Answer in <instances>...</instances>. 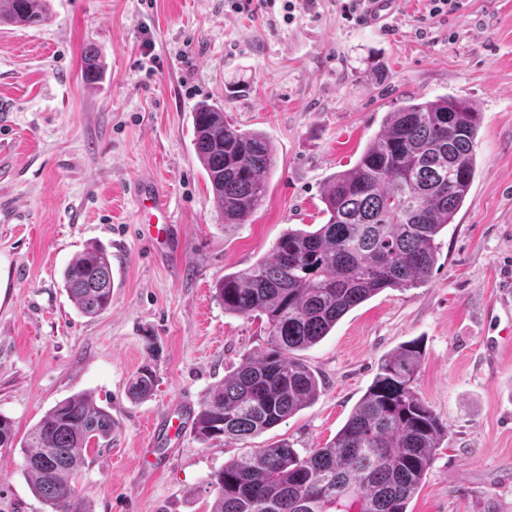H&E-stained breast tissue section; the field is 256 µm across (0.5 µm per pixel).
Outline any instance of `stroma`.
Here are the masks:
<instances>
[{
	"label": "stroma",
	"mask_w": 512,
	"mask_h": 512,
	"mask_svg": "<svg viewBox=\"0 0 512 512\" xmlns=\"http://www.w3.org/2000/svg\"><path fill=\"white\" fill-rule=\"evenodd\" d=\"M396 0L387 25L347 20L340 0H49L51 18L0 23V414L24 439L59 401L92 393L109 409V446L89 449L75 487L91 512H209L226 461L285 440L300 454L333 441L380 360L416 340L415 387L448 438L409 512H512V346L484 360L507 320L488 307L512 288V0ZM96 47L104 66L83 77ZM477 103L476 175L439 235L429 281L388 289L299 351L318 397L243 441L200 442L192 428L146 444L150 421L206 393L265 347L258 318L225 313L224 274L266 257L288 229L326 223L322 193L351 168L388 112L443 95ZM223 105L263 133L276 165L261 207L220 226L193 148L192 113ZM152 182L164 211L139 195ZM112 257V304L78 312L62 284L88 243ZM157 373L150 398L128 386ZM0 512H50L19 447H0ZM156 384V373L150 366L142 367L133 378L128 393L134 400L149 398Z\"/></svg>",
	"instance_id": "1"
}]
</instances>
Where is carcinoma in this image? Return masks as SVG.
Returning <instances> with one entry per match:
<instances>
[{"label":"carcinoma","instance_id":"1","mask_svg":"<svg viewBox=\"0 0 512 512\" xmlns=\"http://www.w3.org/2000/svg\"><path fill=\"white\" fill-rule=\"evenodd\" d=\"M47 19L45 0H0V22L29 27ZM100 68L87 49L85 78ZM480 123L476 105L453 95L405 102L387 114L355 165L328 180L325 224L287 230L269 257L215 284L224 312L264 320L268 339L207 393L193 419L199 441H242L302 410L320 382L294 352L319 343L345 314L382 291L428 281L437 236L454 222L473 184ZM193 125L196 156L222 226L232 231L262 205L274 149L264 134L231 124L221 105L200 103ZM62 280L86 316L112 304V262L98 245L76 255ZM422 357L416 342L385 356L327 446L302 456L279 441L226 461L210 482V512H408L436 449L448 439V424L414 386ZM155 384V371L144 366L129 396L147 399ZM113 430L112 415L76 393L21 442L30 489L51 512H91L73 478L88 448L111 441Z\"/></svg>","mask_w":512,"mask_h":512}]
</instances>
